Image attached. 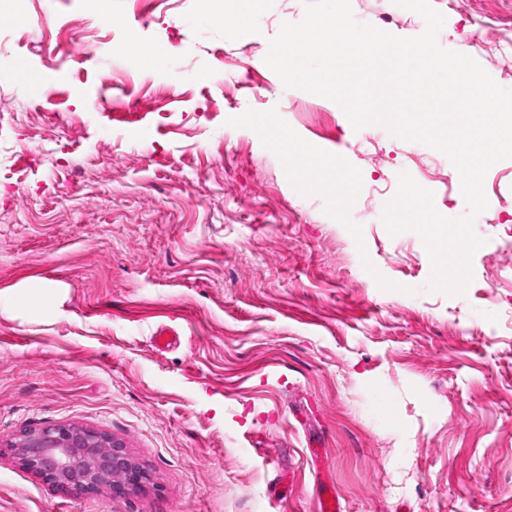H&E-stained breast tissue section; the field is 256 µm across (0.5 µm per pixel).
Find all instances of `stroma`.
Segmentation results:
<instances>
[{
  "label": "stroma",
  "mask_w": 512,
  "mask_h": 512,
  "mask_svg": "<svg viewBox=\"0 0 512 512\" xmlns=\"http://www.w3.org/2000/svg\"><path fill=\"white\" fill-rule=\"evenodd\" d=\"M429 2L440 47L500 80L512 0ZM214 7L0 0V512H318L325 481L343 512H512V158L485 175L465 293L430 290L422 238L383 212L405 172L467 214L450 159L283 84L265 58L302 0H255L235 31ZM351 8L425 29L394 0ZM133 34L164 61L128 62ZM335 152L352 183L331 194L304 171ZM57 423L108 432L147 482L76 497L15 462L7 442Z\"/></svg>",
  "instance_id": "stroma-1"
}]
</instances>
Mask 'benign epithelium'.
Masks as SVG:
<instances>
[{"label":"benign epithelium","instance_id":"obj_1","mask_svg":"<svg viewBox=\"0 0 512 512\" xmlns=\"http://www.w3.org/2000/svg\"><path fill=\"white\" fill-rule=\"evenodd\" d=\"M11 448L23 468L67 493L96 494L106 487L119 498L147 479L123 445L98 429L72 424L29 429Z\"/></svg>","mask_w":512,"mask_h":512}]
</instances>
